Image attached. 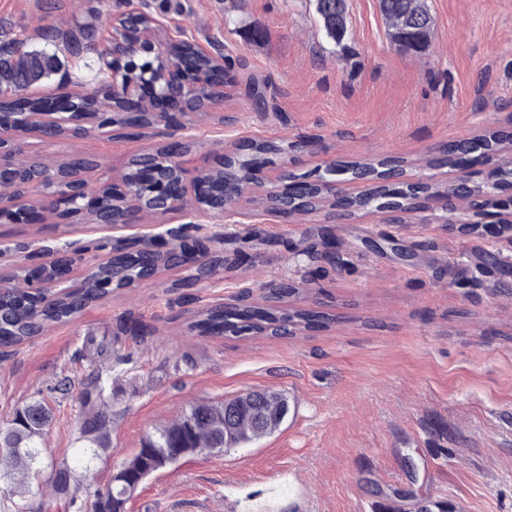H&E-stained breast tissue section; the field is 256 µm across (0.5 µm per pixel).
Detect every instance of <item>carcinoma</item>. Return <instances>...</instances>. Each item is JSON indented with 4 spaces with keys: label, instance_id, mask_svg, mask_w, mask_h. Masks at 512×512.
<instances>
[{
    "label": "carcinoma",
    "instance_id": "cac0c4a2",
    "mask_svg": "<svg viewBox=\"0 0 512 512\" xmlns=\"http://www.w3.org/2000/svg\"><path fill=\"white\" fill-rule=\"evenodd\" d=\"M315 11L327 40L340 44L347 33V0H314ZM378 9L393 29L392 40L402 50L419 49L429 43L432 17L425 0H378ZM150 20L142 14L122 17L115 32L126 45L123 82L112 84L106 77H100L103 85L91 93L76 99L74 111L97 113L98 127L113 124L125 125L124 112L125 86L140 81L144 74L161 78L158 88L165 95L180 101V110L189 115L206 111L216 99L223 95L222 72L216 62L196 52L188 42H183L161 56L150 51L141 35L149 30ZM41 40L50 45L63 46L66 53L75 58L88 54L98 56L112 51V46H100L92 26H78L74 30L62 31L55 26L38 28ZM23 44L13 40V45L0 48V92L13 90L34 83L55 71L54 56L45 53L13 54ZM183 76L194 85L193 95L182 97L180 85L174 76ZM73 116L66 114L52 121L42 123L49 136L61 135L72 125ZM508 138L505 133L495 134L480 142L460 140L447 144L440 150L439 165L456 163L478 151H494L499 142ZM286 141H265L253 147V154L241 156L237 153L224 158L223 168L205 175V181L215 186L220 195L216 201L231 206L240 200L232 193L233 187L252 177L254 167L261 161H271L275 157L288 156ZM15 191L21 192L33 179L43 175L45 167L16 151ZM149 169L155 176L175 182V170L158 155H142L131 160L125 180L138 179L141 171ZM405 173L404 159L384 158L375 163L328 165L317 181L300 196H275L269 201L277 206L303 211H313L324 199L323 187L347 175L353 179L379 181L370 192L352 198L347 203L351 209L374 206L391 212H406L411 209L410 201L417 198L418 189L401 197L394 188L386 184L389 179H399ZM97 193L107 204V209L123 220H130L142 208L155 212L167 205V199L149 196L147 189H139L141 206L112 205L114 200L112 184L103 179L97 181ZM179 261V256L171 251L166 254L143 251L136 255L128 254L115 258V266L124 272V285L128 286L154 274L160 266ZM107 275L104 269H93L83 285L72 287L64 297L53 301L45 300V292L40 288H0V346L21 344L38 335L44 324L62 322L79 314L88 303L109 294L110 289L99 287ZM308 320L304 313L277 312L275 315L259 314L247 307L242 309L216 308L205 318L196 322V327L212 334L224 331L240 336L256 331L268 336H288L293 334L298 323ZM105 387L101 378L90 380L85 388L82 407L83 419L79 429L80 448L76 451L75 464L66 461L48 463L43 457L42 448L46 429L52 416L45 402L35 400L18 409L12 419L0 427V448L11 452L5 463L4 478L10 485L12 495L19 498L16 512H33L26 501V493L33 483L46 482L54 496L64 499L68 507H76L81 512H117V504L122 502V489L111 479L106 489L96 494L92 504L77 502L76 493L83 481L79 470L91 469L93 460L110 450L112 412L105 401ZM288 411L285 397L275 391H252L229 401H203L192 405L175 422L162 426L147 437L142 448L120 466V475L129 485L140 484L154 473L174 465L188 457L202 452H224V436H229L231 446L236 447L259 440L279 428Z\"/></svg>",
    "mask_w": 512,
    "mask_h": 512
}]
</instances>
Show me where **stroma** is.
Listing matches in <instances>:
<instances>
[{
  "label": "stroma",
  "mask_w": 512,
  "mask_h": 512,
  "mask_svg": "<svg viewBox=\"0 0 512 512\" xmlns=\"http://www.w3.org/2000/svg\"><path fill=\"white\" fill-rule=\"evenodd\" d=\"M0 0V41L51 24L90 23L108 44L121 15H148L159 36L181 33L196 47L222 49L230 65L224 95L208 111L181 117L192 136L191 175L219 169L226 151L266 140L304 141L294 163L266 165L225 245L232 261L210 280L183 287L190 265L159 270L113 290L67 322L0 347V425L34 400L52 421L47 459L78 446L85 384L102 377L112 412V450L93 466V488L129 460L156 428L200 400L251 390L283 393L289 415L274 434L215 455L189 456L149 477L126 512H512V266L505 278L482 268L488 240L443 223L432 199L390 223L373 207L341 218L259 216L284 171L405 159L408 178L441 188L453 166L436 165L454 141L512 131V0H427L431 46L393 45L377 0H349L342 44L328 42L312 0ZM56 53V52H55ZM59 55V54H58ZM19 90L34 100L96 87L95 55ZM169 129H92L84 136L23 134L25 154L55 167L91 158L121 182L130 159L155 151ZM200 214L142 213L113 230L46 215L37 224L0 222V273L35 264L36 252L70 242L105 258L113 237L162 234ZM334 243L336 260L318 257ZM286 283L290 295L272 298ZM246 303L310 311L317 323L294 335L204 334L206 311ZM103 341L97 353L87 337ZM73 386L53 393L61 377Z\"/></svg>",
  "instance_id": "obj_1"
}]
</instances>
